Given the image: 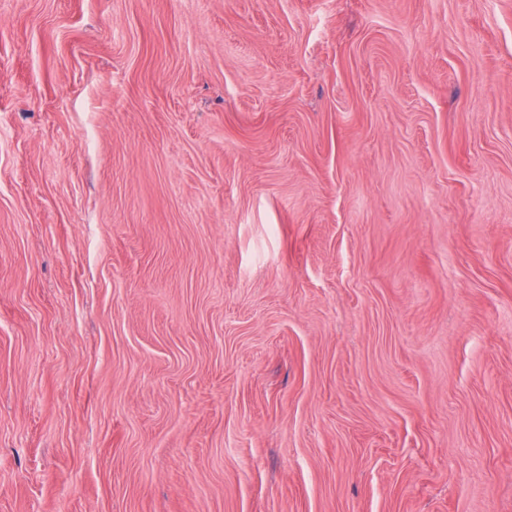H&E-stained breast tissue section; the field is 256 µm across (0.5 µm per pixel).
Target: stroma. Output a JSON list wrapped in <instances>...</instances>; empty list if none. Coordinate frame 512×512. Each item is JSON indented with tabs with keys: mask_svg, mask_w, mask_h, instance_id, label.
<instances>
[{
	"mask_svg": "<svg viewBox=\"0 0 512 512\" xmlns=\"http://www.w3.org/2000/svg\"><path fill=\"white\" fill-rule=\"evenodd\" d=\"M0 512H512V0H0Z\"/></svg>",
	"mask_w": 512,
	"mask_h": 512,
	"instance_id": "1",
	"label": "stroma"
}]
</instances>
